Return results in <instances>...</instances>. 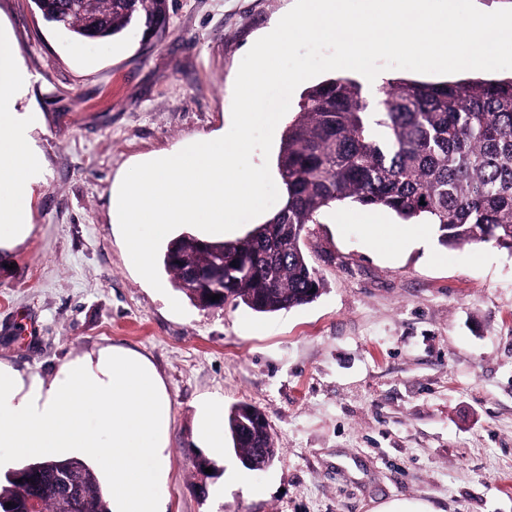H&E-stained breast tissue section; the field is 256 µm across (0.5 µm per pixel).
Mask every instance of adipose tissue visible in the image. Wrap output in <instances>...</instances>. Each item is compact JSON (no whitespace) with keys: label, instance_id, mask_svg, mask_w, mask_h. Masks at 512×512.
<instances>
[{"label":"adipose tissue","instance_id":"ef3b65f1","mask_svg":"<svg viewBox=\"0 0 512 512\" xmlns=\"http://www.w3.org/2000/svg\"><path fill=\"white\" fill-rule=\"evenodd\" d=\"M28 84L17 44L0 33V246L32 231L41 157L15 104ZM170 398L143 355L107 346L64 363L52 380L0 363V448L12 458L69 450L112 478L118 512H167Z\"/></svg>","mask_w":512,"mask_h":512}]
</instances>
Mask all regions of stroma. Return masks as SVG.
<instances>
[{
  "mask_svg": "<svg viewBox=\"0 0 512 512\" xmlns=\"http://www.w3.org/2000/svg\"><path fill=\"white\" fill-rule=\"evenodd\" d=\"M294 3L175 0L160 36L79 42L32 0H0L44 165L31 235L0 250V362L49 380L108 345L146 356L171 400L168 512H512L511 253L444 247L432 226L396 247L403 221L339 205L304 237L325 290L273 314L198 309L168 273L158 291L126 262L113 186L229 131L247 45ZM205 401L263 411L274 463L202 448Z\"/></svg>",
  "mask_w": 512,
  "mask_h": 512,
  "instance_id": "1",
  "label": "stroma"
}]
</instances>
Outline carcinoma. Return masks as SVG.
I'll return each instance as SVG.
<instances>
[{
  "label": "carcinoma",
  "instance_id": "obj_1",
  "mask_svg": "<svg viewBox=\"0 0 512 512\" xmlns=\"http://www.w3.org/2000/svg\"><path fill=\"white\" fill-rule=\"evenodd\" d=\"M171 0H32L43 20L78 39L115 38L131 29L166 31ZM282 206L243 237L171 239L163 265L201 309L243 304L269 314L312 302L324 280L309 262V224L342 203L387 210L405 222L432 224L445 247L487 243L512 254V77L428 82L383 81L372 97L349 77L308 87L283 133L276 160ZM202 271L187 280L188 267ZM238 454L274 447L271 425L254 405L225 417ZM0 512L52 509L111 512L97 472L78 458L30 462L5 476ZM12 506L7 507L5 503Z\"/></svg>",
  "mask_w": 512,
  "mask_h": 512
}]
</instances>
